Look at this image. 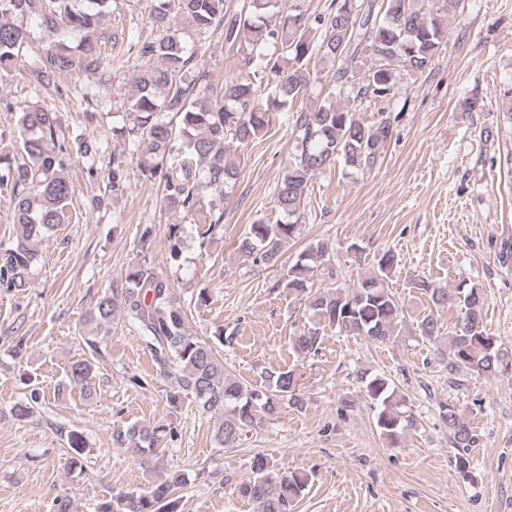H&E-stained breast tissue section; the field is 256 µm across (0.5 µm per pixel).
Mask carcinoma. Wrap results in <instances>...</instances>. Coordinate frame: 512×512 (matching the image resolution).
I'll return each instance as SVG.
<instances>
[{
	"label": "carcinoma",
	"instance_id": "carcinoma-1",
	"mask_svg": "<svg viewBox=\"0 0 512 512\" xmlns=\"http://www.w3.org/2000/svg\"><path fill=\"white\" fill-rule=\"evenodd\" d=\"M0 0V71L21 62L26 31L10 17L30 14L52 37L41 65L30 72L41 86L75 70H91L102 63L101 42L112 35L99 30L110 0ZM461 0H330L320 14L311 16L286 9V0H150L148 22L161 35L153 40H130V48L144 60L128 99L126 128L133 152L141 157L148 179L162 184L166 209L188 214L203 208V187L231 193L238 177L236 162L224 154L227 146H245L264 131L270 115L309 95L321 73L319 65L336 64L332 82L336 94L355 100L386 99L396 93L397 68L424 73L447 42L448 20L459 11ZM188 20L198 32L218 29L224 48L238 56L237 72L222 82L198 64L197 49L188 42L175 17ZM76 38V50L64 43ZM372 61L365 72L358 59ZM296 153L275 188V222L259 219L237 244V250L255 262L275 265L283 244L299 231L297 214L316 173L343 162L352 169L377 160L391 137V123L382 119L366 124L348 107L331 99L295 111ZM55 113L38 107L22 109L13 153H0V184L17 190L14 224L16 240L0 252V284L17 291L28 283L39 259L42 239L66 217L73 187L65 175V143H56ZM397 263L387 250L375 259L376 270L355 288H332L311 295V280L331 264L329 243L311 244L288 268L287 286L308 301L311 326L292 336L293 348L309 354L317 350L321 334L334 330L362 336L375 344L399 335L405 321L403 307L384 285ZM413 287L424 291L437 309L459 308L460 314L441 341L440 323L431 312L417 321L419 334L432 341L440 363L454 376L465 370L493 378L512 363V348L484 325V294L476 288H439L426 278ZM126 319L141 331L163 375L171 412L195 404L219 419L215 438L231 445L243 431L277 417L283 406L304 405L299 377L294 370L270 371L258 387L227 374L211 343L194 334L184 305L167 280L147 263L132 267L125 287L114 288L98 300L84 341L90 357L70 365L67 385L91 390L100 355L99 344L116 321ZM368 399L378 409L377 427L391 442L414 425L401 410L395 384L384 374L360 376ZM30 391L14 407L25 419L39 404V389L25 377ZM455 448L456 468L472 478L467 450L476 439L469 421L452 404L440 407ZM173 428L165 424H139L115 428L112 446L149 468L159 460L162 445ZM69 472H81L89 452L83 433L66 434ZM300 471L282 470L264 455L253 457L240 493L259 505V512H290L307 487ZM187 484L185 474L174 472L147 486L112 495L96 512H179L175 490Z\"/></svg>",
	"mask_w": 512,
	"mask_h": 512
}]
</instances>
